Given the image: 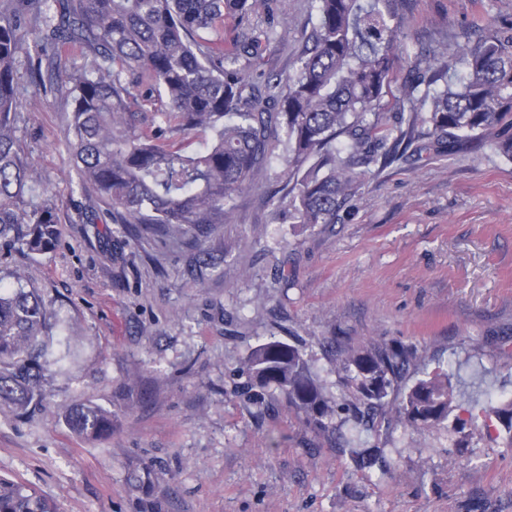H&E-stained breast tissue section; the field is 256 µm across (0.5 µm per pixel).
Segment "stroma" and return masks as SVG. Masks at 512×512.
Returning <instances> with one entry per match:
<instances>
[{
	"label": "stroma",
	"instance_id": "1",
	"mask_svg": "<svg viewBox=\"0 0 512 512\" xmlns=\"http://www.w3.org/2000/svg\"><path fill=\"white\" fill-rule=\"evenodd\" d=\"M310 0L226 21L224 47L269 25L296 33ZM512 21V0H410L404 53L462 29ZM64 95L25 94L19 144L59 203L48 252L0 248L59 311L79 345L51 369L42 406H0V477L51 499L57 512H512V448L473 427L456 448L443 429L418 435L395 419L357 425L336 374L346 343L402 344V380L456 367L469 394H512V161L489 146L438 154L420 135L387 166L370 164L332 224H295L265 202L261 179L200 249L115 232L105 205L79 190L69 162ZM302 340L334 429L306 426L284 401L242 390L251 351ZM87 398L112 410L111 437L63 423ZM358 431L388 471L340 451ZM149 471L143 483L134 473Z\"/></svg>",
	"mask_w": 512,
	"mask_h": 512
}]
</instances>
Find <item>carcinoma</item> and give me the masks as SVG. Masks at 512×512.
Returning <instances> with one entry per match:
<instances>
[{
  "mask_svg": "<svg viewBox=\"0 0 512 512\" xmlns=\"http://www.w3.org/2000/svg\"><path fill=\"white\" fill-rule=\"evenodd\" d=\"M271 0H0V244L37 255L60 237L57 201L20 150L18 86L48 96L67 87L71 161L82 189L107 206L131 236L200 247L226 223L236 199L280 165L297 224H334L355 197L357 168L378 161L386 145L381 106L403 60L407 0H311L315 23L301 30L294 72L253 80L261 44L246 38L224 51V20L269 10ZM419 57L397 89L412 142L420 125L437 143L487 144L512 160V22L464 33ZM29 58L20 73L19 54ZM80 55V69L71 57ZM54 75L44 80L42 66ZM444 86L436 87L438 81ZM159 97L173 139L136 125L140 104ZM58 313L16 271L0 272V405L41 403L43 374L75 361ZM413 353L401 346L350 343L336 370L354 411L391 413L421 433L446 428L464 442L466 423L448 424L454 373L428 374L405 391L399 380ZM250 388L282 396L309 426L327 431L336 407L298 343L269 340L247 360ZM493 415L512 447V403L477 398L469 423ZM63 421L95 439L112 430V413L91 400ZM0 512H55L22 483L0 478Z\"/></svg>",
  "mask_w": 512,
  "mask_h": 512,
  "instance_id": "1",
  "label": "carcinoma"
}]
</instances>
